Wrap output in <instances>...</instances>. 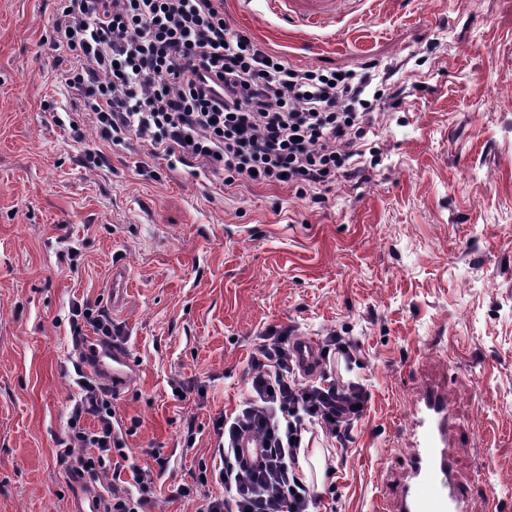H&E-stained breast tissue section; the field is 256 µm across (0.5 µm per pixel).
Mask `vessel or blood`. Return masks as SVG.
<instances>
[{"instance_id":"vessel-or-blood-1","label":"vessel or blood","mask_w":512,"mask_h":512,"mask_svg":"<svg viewBox=\"0 0 512 512\" xmlns=\"http://www.w3.org/2000/svg\"><path fill=\"white\" fill-rule=\"evenodd\" d=\"M351 0H269L280 17L305 27L336 23L350 10ZM85 369L124 388L136 378L128 347L103 343L95 336L79 345ZM455 423L446 392L428 384L417 390L411 422V448L392 490V512H474L455 470Z\"/></svg>"}]
</instances>
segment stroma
<instances>
[{
  "instance_id": "stroma-1",
  "label": "stroma",
  "mask_w": 512,
  "mask_h": 512,
  "mask_svg": "<svg viewBox=\"0 0 512 512\" xmlns=\"http://www.w3.org/2000/svg\"><path fill=\"white\" fill-rule=\"evenodd\" d=\"M58 7L0 0V512H71L101 489L57 460L86 303L107 307L138 369L112 401L122 426L143 421L130 456L167 462L151 512L222 495L193 478L214 466L212 421L242 401L270 328L360 346L357 427L343 446L312 439L320 512H382L427 379L448 393L459 481L481 512H512V0H361L322 29L224 0L233 29L294 63H373L393 94L366 137L375 161L317 203L58 125L69 97L44 45Z\"/></svg>"
}]
</instances>
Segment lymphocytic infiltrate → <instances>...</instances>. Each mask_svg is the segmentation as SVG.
I'll use <instances>...</instances> for the list:
<instances>
[{"label": "lymphocytic infiltrate", "instance_id": "1", "mask_svg": "<svg viewBox=\"0 0 512 512\" xmlns=\"http://www.w3.org/2000/svg\"><path fill=\"white\" fill-rule=\"evenodd\" d=\"M49 47L58 51L70 111L113 146L136 139L151 156L238 182L294 187L317 198L366 153L372 114L384 106L371 71L323 72L294 64L232 29L224 0H60ZM295 342L264 333L250 357L239 411L215 423L224 487L203 512H314L315 488L299 476L304 434L349 440L371 395L329 370H295ZM110 386L90 382L72 405L57 452L69 475L106 481L101 512H146L155 468L132 464L115 427ZM261 455L248 460L243 440Z\"/></svg>", "mask_w": 512, "mask_h": 512}]
</instances>
